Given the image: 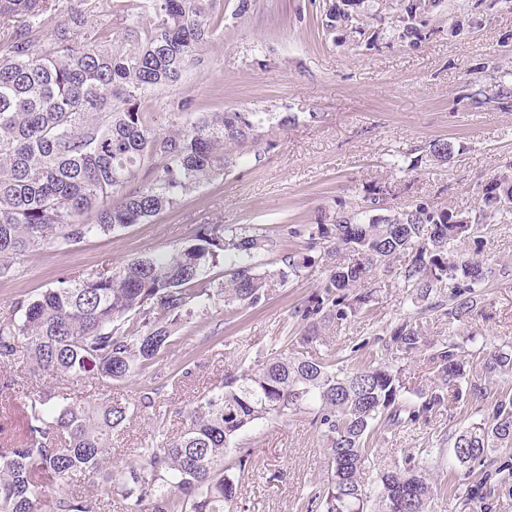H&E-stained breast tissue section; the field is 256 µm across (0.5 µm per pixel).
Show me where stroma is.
<instances>
[{"mask_svg": "<svg viewBox=\"0 0 512 512\" xmlns=\"http://www.w3.org/2000/svg\"><path fill=\"white\" fill-rule=\"evenodd\" d=\"M336 26L327 29V13ZM195 112L291 114L287 127L265 131L262 161L246 157L224 176L204 183L173 208L143 224L119 228L66 247L48 243L20 258L16 277L0 280V320L15 303L56 287L59 279L115 267L133 258L195 244L201 226H250L275 247L258 255L260 269L292 253L310 257L258 306L225 318L212 308L186 324L168 357L135 379L113 384V401L131 403L152 391L155 409L135 410L112 436V465L137 469L139 449L158 429L183 427L182 410L208 393L250 356L294 343L301 327L294 306L317 290L336 262L308 250L288 228L332 224L339 213L379 218L371 202L428 203L462 211L481 187L512 162V0H224V22L202 49L201 61L176 86L156 94L152 119L167 131L172 115ZM451 142L444 164L428 152ZM468 252L502 274L489 281L460 333L488 347L512 341V223L489 224ZM400 256L377 273L374 293L351 320L320 331L310 354L367 363L383 328L411 310L399 272ZM491 400L468 397L415 424L375 437L380 473L431 451L437 472L452 484L512 464V447L492 449L484 466L450 469L448 435L491 416ZM244 440L251 463L237 473V512H306L309 493L324 480L323 441L312 417L300 413L250 427ZM430 512H512V495L498 490L489 505L464 495L435 497Z\"/></svg>", "mask_w": 512, "mask_h": 512, "instance_id": "obj_1", "label": "stroma"}]
</instances>
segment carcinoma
I'll list each match as a JSON object with an SVG mask.
<instances>
[{
	"instance_id": "cac0c4a2",
	"label": "carcinoma",
	"mask_w": 512,
	"mask_h": 512,
	"mask_svg": "<svg viewBox=\"0 0 512 512\" xmlns=\"http://www.w3.org/2000/svg\"><path fill=\"white\" fill-rule=\"evenodd\" d=\"M112 15L133 18L121 36L103 22ZM43 16L57 18L49 40L34 29ZM223 19L221 0H0V23L13 24L0 51L1 280L16 275L20 256L46 243L75 246L174 207L241 164L263 129L288 125L289 117L273 112H197L172 120L166 132L153 127L152 95L201 62V48ZM429 154L446 162L452 146L436 141ZM490 210L512 217L511 176L492 177L480 208L470 211L417 204L366 223L339 213L334 224L289 231L307 236L311 250L323 244L331 254L357 255L351 265L336 264L293 308L304 327L299 343L311 345L322 326L356 316L373 291L352 290L405 254L412 258L399 276L411 304L450 325L465 323L476 288L496 271L458 246L481 232ZM88 214L94 223L83 221ZM266 246L250 227L206 224L196 244L66 277L17 301V316L0 321V366L21 363L49 385L27 389L11 376L0 382L1 412L20 391L29 408L22 432L0 424V512H100L97 500L70 488L97 480L125 512H233L230 472L245 470L252 456L242 431L303 410L314 411L324 445L327 479L308 500L319 512H429L438 494L429 459L378 474L372 488L365 483L376 458L371 443L464 394L490 395L495 403L490 423L454 434L456 465L470 469L484 463L488 449L512 447V386L497 382L512 373V345L472 364L465 345L475 337L454 332L431 341L407 316L377 339L364 367L286 349L254 360L244 355L240 370L184 414L179 434L163 432L140 449V468L104 466L130 407L105 397L82 402L71 385L129 380L160 360L196 313L222 306L229 316L266 301L286 277L279 269L256 272L254 259ZM221 263L224 281L202 278ZM424 351L433 377L411 392L402 361Z\"/></svg>"
}]
</instances>
